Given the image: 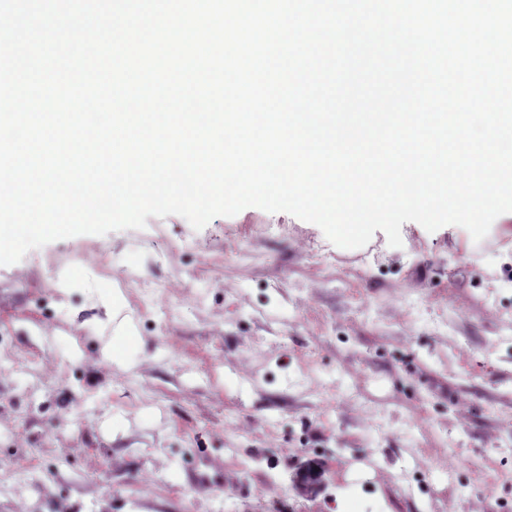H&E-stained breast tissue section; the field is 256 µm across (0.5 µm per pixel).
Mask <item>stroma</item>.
I'll return each mask as SVG.
<instances>
[{"instance_id":"35a3bbf8","label":"stroma","mask_w":512,"mask_h":512,"mask_svg":"<svg viewBox=\"0 0 512 512\" xmlns=\"http://www.w3.org/2000/svg\"><path fill=\"white\" fill-rule=\"evenodd\" d=\"M401 237L249 207L0 266V476L36 461L0 512H512V219ZM128 271L166 283L151 311Z\"/></svg>"}]
</instances>
